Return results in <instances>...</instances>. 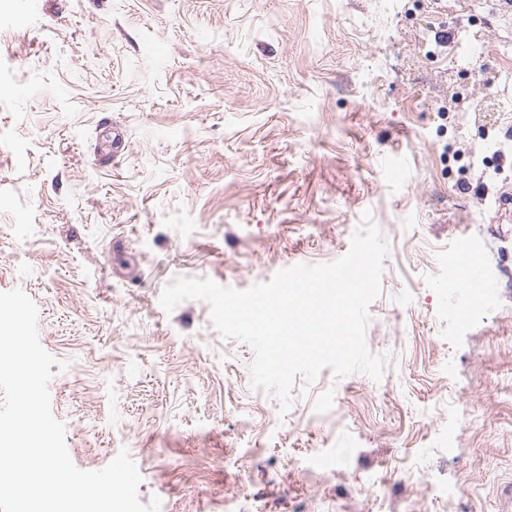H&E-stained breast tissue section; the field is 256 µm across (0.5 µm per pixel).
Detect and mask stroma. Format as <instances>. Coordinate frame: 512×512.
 Returning <instances> with one entry per match:
<instances>
[{
  "label": "stroma",
  "instance_id": "stroma-1",
  "mask_svg": "<svg viewBox=\"0 0 512 512\" xmlns=\"http://www.w3.org/2000/svg\"><path fill=\"white\" fill-rule=\"evenodd\" d=\"M0 84V292L65 363L78 468L128 450L161 512H512V0H19ZM367 210L381 381L299 376L281 412L206 303L160 306L335 261Z\"/></svg>",
  "mask_w": 512,
  "mask_h": 512
}]
</instances>
